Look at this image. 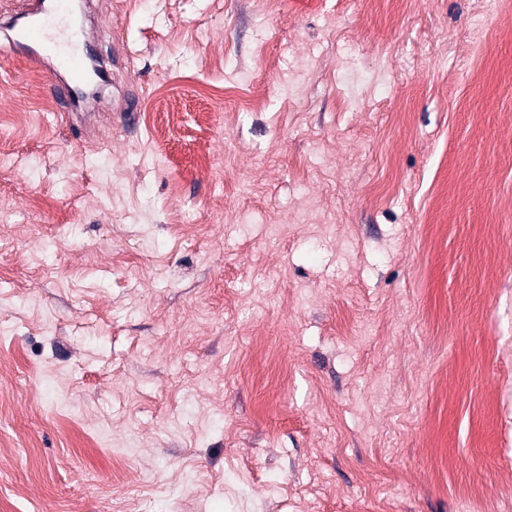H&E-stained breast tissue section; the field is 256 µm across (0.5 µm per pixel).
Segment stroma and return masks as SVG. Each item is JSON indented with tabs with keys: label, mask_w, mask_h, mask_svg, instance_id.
Returning a JSON list of instances; mask_svg holds the SVG:
<instances>
[{
	"label": "stroma",
	"mask_w": 512,
	"mask_h": 512,
	"mask_svg": "<svg viewBox=\"0 0 512 512\" xmlns=\"http://www.w3.org/2000/svg\"><path fill=\"white\" fill-rule=\"evenodd\" d=\"M70 131L0 44V512H512V0H86Z\"/></svg>",
	"instance_id": "obj_1"
}]
</instances>
